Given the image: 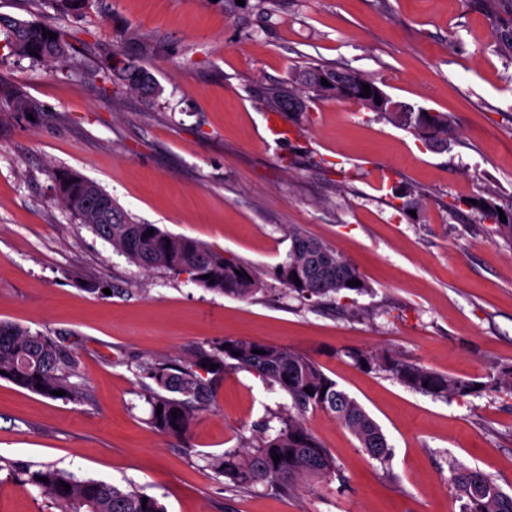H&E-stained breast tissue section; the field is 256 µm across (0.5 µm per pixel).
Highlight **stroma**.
<instances>
[{
	"label": "stroma",
	"instance_id": "obj_1",
	"mask_svg": "<svg viewBox=\"0 0 512 512\" xmlns=\"http://www.w3.org/2000/svg\"><path fill=\"white\" fill-rule=\"evenodd\" d=\"M0 14L71 45L60 69L0 58V79L42 107L0 117V321L57 334L86 394L49 399L0 380V460L133 485L167 512H460L458 466L512 495V391L493 387L512 368V242L468 205L490 193L512 204V58L480 0H281L267 16L223 0H90L68 15L0 0ZM117 50L153 75V99L104 74ZM312 60L447 113L454 137L428 148L360 103L321 98L272 133L259 95ZM71 171L141 223L248 265L265 291L240 300L130 262L57 201L55 177ZM409 188L421 195L411 213L396 199ZM292 225L353 261L368 292L320 305L290 293L276 270ZM234 339L315 359L381 427L389 461L316 410L305 421L332 477L289 492L234 487L212 459L277 431L291 406L239 370L217 382L186 441L155 429L139 361L181 364ZM353 349L487 389L435 398L358 368ZM0 512L57 510L2 469Z\"/></svg>",
	"mask_w": 512,
	"mask_h": 512
}]
</instances>
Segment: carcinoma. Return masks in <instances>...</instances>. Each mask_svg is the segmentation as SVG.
<instances>
[{
	"mask_svg": "<svg viewBox=\"0 0 512 512\" xmlns=\"http://www.w3.org/2000/svg\"><path fill=\"white\" fill-rule=\"evenodd\" d=\"M505 0H482L487 13L495 19L499 49L512 56V12L501 16ZM55 12L75 13L87 0H44ZM54 28L37 22L0 15V34L9 54L33 61H61L67 57L70 44L61 34L51 39L43 31ZM112 71L126 89L146 97L156 93L152 75L139 61L117 51L112 56ZM328 85H322V80ZM367 84L370 95L360 96ZM322 99H355L373 112L388 117L413 130L425 144L446 143L452 136V124L443 113L425 112L405 103L402 112H391L389 97L373 81L342 67L327 68L310 62L288 81L261 95L263 106L274 112H285L290 121L306 111V94ZM41 111L40 105L21 90L0 80V112L22 115ZM56 195L61 204L74 212L112 247L131 262L145 269H164L172 273L188 272L194 282L208 290L229 297L248 300L264 290L261 278L248 266L223 252L197 240L175 236L156 224H136L116 204H111L112 218L106 219L97 207L107 193L96 183L75 173L56 176ZM483 220L498 225L501 236L512 240V209L504 211L501 222L497 205L490 199L476 203ZM291 248L287 260L277 268V275L288 290L311 300L331 293H363L369 285L357 266L330 245L306 235L297 227L288 228ZM209 278H204V275ZM300 283H295L294 279ZM358 280L360 285L347 282ZM239 355H234V352ZM356 365L366 363V371H382L408 388L442 398L466 397L477 392L475 382L441 375L423 366L405 362L387 354L351 350ZM216 365L210 369V365ZM228 369L255 373L278 387L291 401L295 413L280 419L281 427L272 436L260 437L253 448L229 450L212 460L211 468L218 476L228 478L234 486L247 488L258 483L275 482L283 490L292 488L306 476L327 477L335 473L334 459L305 426L310 410L334 414L358 440L372 458L385 462L391 452L387 438L377 422L349 394L338 388L312 358L275 345L248 340H226L216 351L203 354L172 374L165 364L146 362L142 371L153 379L159 390L147 388L151 407V423L164 434L184 439L190 432L193 416L189 404L203 401L217 379ZM76 354L58 343L49 333L31 331L15 323L0 322V380L47 398L63 390L66 397L82 398L80 387L73 382L78 376ZM428 385H423V382ZM42 388H37V385ZM162 412L156 413L157 406ZM177 418H172V412ZM280 461L274 462L273 457ZM10 474L40 489L57 505L60 512H166L158 500L144 498L136 487L121 489L92 479L46 467L33 470L31 465L7 464ZM453 482L464 500L462 512H512V496L503 492L491 478L478 469L460 467L453 470ZM70 485L65 490L63 484Z\"/></svg>",
	"mask_w": 512,
	"mask_h": 512,
	"instance_id": "1",
	"label": "carcinoma"
}]
</instances>
